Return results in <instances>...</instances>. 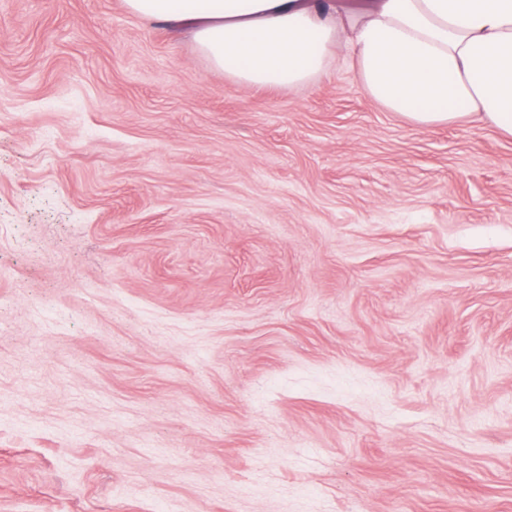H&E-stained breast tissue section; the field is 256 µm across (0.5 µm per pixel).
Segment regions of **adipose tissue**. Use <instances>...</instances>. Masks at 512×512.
Listing matches in <instances>:
<instances>
[{
	"instance_id": "ef3b65f1",
	"label": "adipose tissue",
	"mask_w": 512,
	"mask_h": 512,
	"mask_svg": "<svg viewBox=\"0 0 512 512\" xmlns=\"http://www.w3.org/2000/svg\"><path fill=\"white\" fill-rule=\"evenodd\" d=\"M188 28L215 69L297 86L344 52L369 96L419 127L467 122L512 137V0H126Z\"/></svg>"
}]
</instances>
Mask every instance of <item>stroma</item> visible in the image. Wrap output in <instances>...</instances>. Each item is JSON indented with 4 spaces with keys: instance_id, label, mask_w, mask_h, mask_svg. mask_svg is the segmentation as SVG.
<instances>
[{
    "instance_id": "obj_1",
    "label": "stroma",
    "mask_w": 512,
    "mask_h": 512,
    "mask_svg": "<svg viewBox=\"0 0 512 512\" xmlns=\"http://www.w3.org/2000/svg\"><path fill=\"white\" fill-rule=\"evenodd\" d=\"M0 512H512V138L0 0Z\"/></svg>"
}]
</instances>
